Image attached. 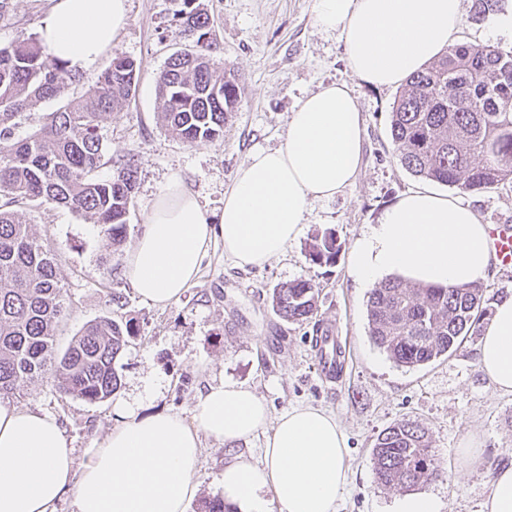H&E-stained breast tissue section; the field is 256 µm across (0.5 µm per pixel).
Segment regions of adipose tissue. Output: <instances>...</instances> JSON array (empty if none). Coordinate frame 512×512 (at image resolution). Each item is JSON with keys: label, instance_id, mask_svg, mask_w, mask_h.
I'll return each mask as SVG.
<instances>
[{"label": "adipose tissue", "instance_id": "obj_1", "mask_svg": "<svg viewBox=\"0 0 512 512\" xmlns=\"http://www.w3.org/2000/svg\"><path fill=\"white\" fill-rule=\"evenodd\" d=\"M129 20L127 0H52L39 36L75 71L111 52ZM314 20L338 35L353 76L394 88L453 45L463 0H315ZM364 117L347 83L321 87L291 112L282 144L254 150L237 169L218 219L172 179L145 216L126 261L136 292L157 306L197 278L214 238L240 268L261 267L298 238L312 202L330 200L359 173ZM477 212L426 188L403 194L354 245L352 276L448 287L483 280L495 256ZM495 390L512 394V295L496 303L476 350ZM110 432L75 460L57 420L0 401V512H55L72 494L74 512H186L197 492L202 437L231 446L265 432L263 458L224 467L223 497L237 512H337L348 480L347 441L334 414L312 405L279 416L254 389L232 381L195 398L192 421L112 407Z\"/></svg>", "mask_w": 512, "mask_h": 512}]
</instances>
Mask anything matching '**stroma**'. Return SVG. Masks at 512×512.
Returning <instances> with one entry per match:
<instances>
[{"label":"stroma","instance_id":"35a3bbf8","mask_svg":"<svg viewBox=\"0 0 512 512\" xmlns=\"http://www.w3.org/2000/svg\"><path fill=\"white\" fill-rule=\"evenodd\" d=\"M212 20L225 68L238 77L239 97L229 114L224 138L191 143L172 138L159 119L156 78L168 57L188 47L174 19L177 0H128L129 22L116 52L135 60L136 89L100 125L103 157L97 178L111 177L114 164L132 160L137 182L127 214V234L116 248L99 227L53 204L20 205L16 212L52 250L65 315L55 336L64 352L89 321L103 317L133 320L138 335L119 358L118 398L139 402L143 412L177 413L191 418L194 399L207 384L231 380L256 389L272 415L300 405L330 411L339 419L348 445L349 481L338 512H393L397 489L378 484L372 448L379 433L409 420L427 429L432 449L447 472L416 487L439 499L442 512H480L492 465L512 463V395L494 391L479 371L477 338H468L450 358L414 369L397 366L370 339L368 288L350 274L356 241L400 195L425 186L399 162L391 138L390 113L397 89L360 82L347 68L342 40L314 24V0H203ZM51 0H8L0 10V45L38 33ZM110 64L80 72L64 97L41 103L19 118L14 139L31 136L45 113L79 101ZM346 82L364 115V157L360 172L343 193L312 203L302 234L283 255L263 268L239 269L224 257L223 241L211 243L197 278L165 307L134 290L125 258L140 235L146 213L168 181L180 178L197 193L210 214L224 205L239 165L255 148H275L298 101L322 86ZM484 223L512 224V183L491 192L462 195ZM333 234L339 252L333 263L312 261L315 239ZM305 279L319 289L317 312L288 322L275 314L272 293L281 284ZM122 296L113 304V293ZM330 334L344 353L336 381L319 371L315 338ZM15 406L55 417L76 458L112 427V403L88 404L60 394L52 376L24 381ZM481 441L474 460L461 457L468 435ZM264 435L228 452L223 443L203 438L197 463L198 491L187 512L221 497L224 466L233 454L257 461Z\"/></svg>","mask_w":512,"mask_h":512}]
</instances>
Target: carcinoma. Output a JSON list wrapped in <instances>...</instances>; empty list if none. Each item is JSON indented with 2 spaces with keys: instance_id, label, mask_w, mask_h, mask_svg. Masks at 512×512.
Returning a JSON list of instances; mask_svg holds the SVG:
<instances>
[{
  "instance_id": "cac0c4a2",
  "label": "carcinoma",
  "mask_w": 512,
  "mask_h": 512,
  "mask_svg": "<svg viewBox=\"0 0 512 512\" xmlns=\"http://www.w3.org/2000/svg\"><path fill=\"white\" fill-rule=\"evenodd\" d=\"M175 18L192 45L170 55L157 79L161 122L187 142L224 137L226 114L238 104L237 83L223 78V62L202 0H181ZM75 74L50 56L39 35L0 46V399L27 379L52 371L58 391L90 404L120 388L118 357L137 336L132 320L86 323L61 354L54 333L64 312L54 257L20 222L15 203H53L97 224L112 247L126 237L137 168L131 161L97 180L102 119L132 95L134 60L117 53L76 105L44 117L39 132L12 141L15 119L62 96ZM391 137L399 161L412 174L461 193L487 192L512 181V49L456 43L406 79L392 107ZM339 252L329 236L312 246L314 261L330 263ZM319 294L309 280L274 289L272 306L286 321L313 316ZM487 315L483 289L423 285L390 278L371 289L369 336L397 365L416 368L451 357L477 335ZM372 459L377 482L412 490L439 477L424 429L399 421L376 438Z\"/></svg>"
}]
</instances>
